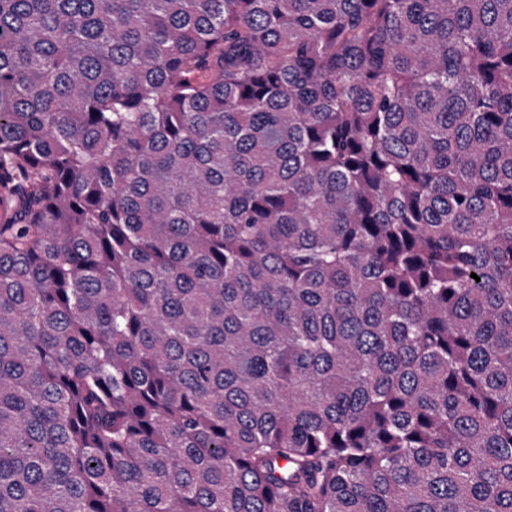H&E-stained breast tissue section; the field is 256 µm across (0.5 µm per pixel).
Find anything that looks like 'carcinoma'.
Returning a JSON list of instances; mask_svg holds the SVG:
<instances>
[{
    "label": "carcinoma",
    "instance_id": "cac0c4a2",
    "mask_svg": "<svg viewBox=\"0 0 512 512\" xmlns=\"http://www.w3.org/2000/svg\"><path fill=\"white\" fill-rule=\"evenodd\" d=\"M0 512H512V0H0Z\"/></svg>",
    "mask_w": 512,
    "mask_h": 512
}]
</instances>
